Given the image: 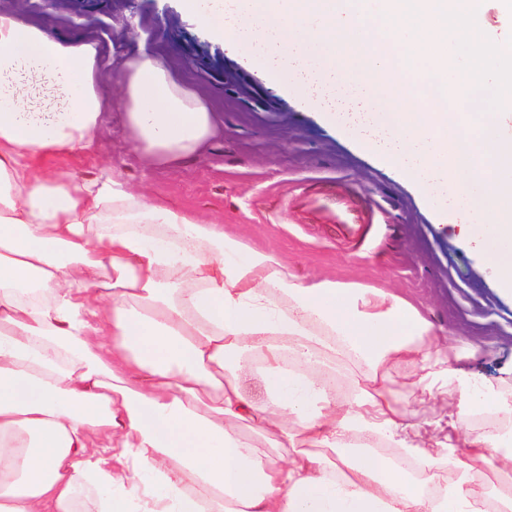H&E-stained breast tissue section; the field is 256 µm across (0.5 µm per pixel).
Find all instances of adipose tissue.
<instances>
[{
	"instance_id": "adipose-tissue-1",
	"label": "adipose tissue",
	"mask_w": 512,
	"mask_h": 512,
	"mask_svg": "<svg viewBox=\"0 0 512 512\" xmlns=\"http://www.w3.org/2000/svg\"><path fill=\"white\" fill-rule=\"evenodd\" d=\"M115 106L157 169L218 126L153 53L111 64L98 40L0 12V512H512V446L461 436L482 407L512 424V390L453 367L395 294L299 278L119 170H61L97 149ZM246 353L265 403L227 365ZM343 358L368 367L347 408L322 377ZM401 364L422 400L454 409L421 423L401 410L387 384ZM375 438L418 474L370 451Z\"/></svg>"
}]
</instances>
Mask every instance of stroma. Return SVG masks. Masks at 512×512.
I'll list each match as a JSON object with an SVG mask.
<instances>
[{
    "label": "stroma",
    "mask_w": 512,
    "mask_h": 512,
    "mask_svg": "<svg viewBox=\"0 0 512 512\" xmlns=\"http://www.w3.org/2000/svg\"><path fill=\"white\" fill-rule=\"evenodd\" d=\"M1 11L67 39L96 38L104 54L140 49L161 57L175 81L211 102L221 131L194 160L156 170L119 127L96 155L71 163L79 178L118 166L136 190L221 224L269 248L302 278L376 286L421 310L449 353L481 380L512 387V295L504 293L457 226L443 224L429 196L307 107L302 93L228 51L190 21L180 0H0ZM348 193L371 207L368 239L302 221L307 195Z\"/></svg>",
    "instance_id": "35a3bbf8"
}]
</instances>
